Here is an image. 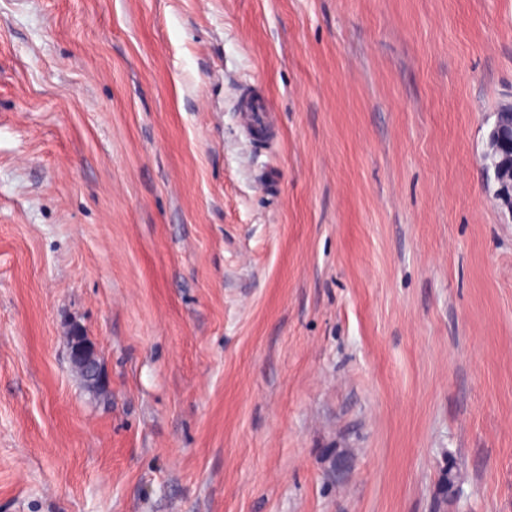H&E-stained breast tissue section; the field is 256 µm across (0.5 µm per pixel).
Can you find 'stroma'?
I'll return each mask as SVG.
<instances>
[{"instance_id": "stroma-1", "label": "stroma", "mask_w": 512, "mask_h": 512, "mask_svg": "<svg viewBox=\"0 0 512 512\" xmlns=\"http://www.w3.org/2000/svg\"><path fill=\"white\" fill-rule=\"evenodd\" d=\"M510 98L512 0H0V512H512ZM241 111L247 112L248 120L254 132L265 138L269 133V114L271 112L267 99L255 86L244 88L239 97ZM68 335V350L71 365L79 371H81L82 368L91 383L95 387L101 388L104 386L105 380L102 364L95 344L78 325H73Z\"/></svg>"}]
</instances>
